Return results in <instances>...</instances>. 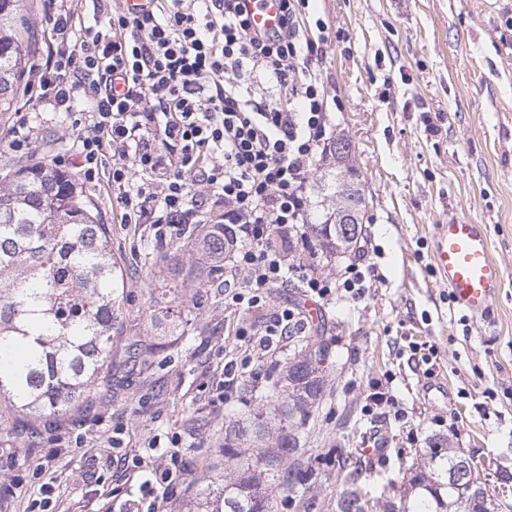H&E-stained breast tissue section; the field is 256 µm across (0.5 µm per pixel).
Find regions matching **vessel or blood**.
I'll return each instance as SVG.
<instances>
[{
  "mask_svg": "<svg viewBox=\"0 0 512 512\" xmlns=\"http://www.w3.org/2000/svg\"><path fill=\"white\" fill-rule=\"evenodd\" d=\"M277 0H261L252 23L262 30L278 24ZM433 260L457 308L471 316H486L506 280L505 269L493 259L488 225L449 219L435 227Z\"/></svg>",
  "mask_w": 512,
  "mask_h": 512,
  "instance_id": "obj_1",
  "label": "vessel or blood"
}]
</instances>
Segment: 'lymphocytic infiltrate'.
Returning a JSON list of instances; mask_svg holds the SVG:
<instances>
[{
    "instance_id": "f902f5d3",
    "label": "lymphocytic infiltrate",
    "mask_w": 512,
    "mask_h": 512,
    "mask_svg": "<svg viewBox=\"0 0 512 512\" xmlns=\"http://www.w3.org/2000/svg\"><path fill=\"white\" fill-rule=\"evenodd\" d=\"M256 4L153 0L104 24L86 20L75 0H49V54L30 73L39 108L72 117L76 167L87 183L107 181L121 223L238 225L246 279L225 296L245 312L289 282L325 300L357 295L365 280L356 258L333 280L313 258H282L287 229L312 221L309 179L330 139L329 93L313 65L325 40L304 26L306 0H280L270 32L252 26ZM303 331L290 308L240 324L246 353L225 364V378L256 377V356ZM144 468L151 512H164L181 474L150 454L122 466Z\"/></svg>"
}]
</instances>
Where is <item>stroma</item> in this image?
<instances>
[{
  "label": "stroma",
  "instance_id": "stroma-1",
  "mask_svg": "<svg viewBox=\"0 0 512 512\" xmlns=\"http://www.w3.org/2000/svg\"><path fill=\"white\" fill-rule=\"evenodd\" d=\"M306 19L328 26L318 66L336 96L332 129L350 140L365 189L366 293L318 302L293 283L270 293L269 310L294 308L328 352L325 392L287 460L312 478L304 496L279 492V512H340L347 463L367 512H385L409 494L420 459L443 438L483 470L490 497L505 493L512 505V0H309ZM33 104L25 94L0 114V163L71 169L75 130L61 113L40 114L30 152L7 148L18 113ZM82 189L111 228L124 333L155 335L150 290L166 269L144 255L173 237L117 223L107 185ZM452 217L489 225L492 256L508 274L490 319L462 318L435 271V227ZM244 319L262 314H238L211 293L199 314L203 333L168 338L143 364L114 349L112 400L28 425L19 440L1 433L0 512H30L46 465L58 475L57 512H149V472L125 481L105 463L116 438L134 454L178 437L190 493L206 489L228 465L227 427L258 412L295 348L288 342L266 356L259 379L216 404L224 363L241 353L235 330ZM417 344L434 347V364L414 353Z\"/></svg>",
  "mask_w": 512,
  "mask_h": 512
}]
</instances>
